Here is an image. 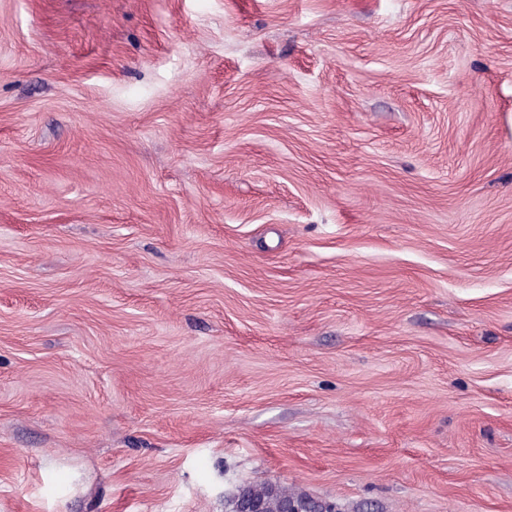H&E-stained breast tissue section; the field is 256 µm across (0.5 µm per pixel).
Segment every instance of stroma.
<instances>
[{
	"mask_svg": "<svg viewBox=\"0 0 512 512\" xmlns=\"http://www.w3.org/2000/svg\"><path fill=\"white\" fill-rule=\"evenodd\" d=\"M512 512V0H0V512ZM257 500V501H252ZM231 511L239 512L238 507L241 506V512H299V510L290 503H285L282 511L283 502H295L300 512H335L336 506L319 501L305 493H299L288 488L282 487L275 483L266 481L255 482L240 488L237 494L232 498ZM263 502V504L261 502Z\"/></svg>",
	"mask_w": 512,
	"mask_h": 512,
	"instance_id": "35a3bbf8",
	"label": "stroma"
}]
</instances>
